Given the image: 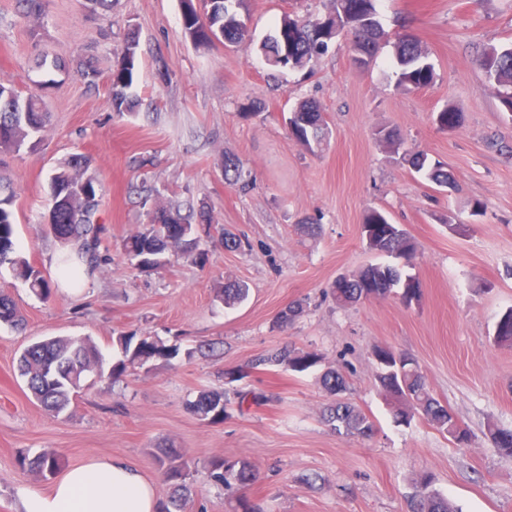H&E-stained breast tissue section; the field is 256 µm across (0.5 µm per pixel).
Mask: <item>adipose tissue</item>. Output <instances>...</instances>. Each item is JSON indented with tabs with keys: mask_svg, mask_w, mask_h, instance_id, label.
Segmentation results:
<instances>
[{
	"mask_svg": "<svg viewBox=\"0 0 512 512\" xmlns=\"http://www.w3.org/2000/svg\"><path fill=\"white\" fill-rule=\"evenodd\" d=\"M20 512H156L154 483L122 459L67 469L46 491L21 488Z\"/></svg>",
	"mask_w": 512,
	"mask_h": 512,
	"instance_id": "1",
	"label": "adipose tissue"
}]
</instances>
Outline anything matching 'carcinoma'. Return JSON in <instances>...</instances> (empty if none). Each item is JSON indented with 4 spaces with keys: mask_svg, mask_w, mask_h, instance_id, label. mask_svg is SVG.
Here are the masks:
<instances>
[{
    "mask_svg": "<svg viewBox=\"0 0 512 512\" xmlns=\"http://www.w3.org/2000/svg\"><path fill=\"white\" fill-rule=\"evenodd\" d=\"M245 0H213L210 9L199 12L194 0H183L186 10L183 20L185 36L199 46L212 42L211 36L224 34V41L239 43L249 36L243 14ZM377 0H330L328 12L315 20L293 18L284 15L272 34L266 37L261 51L268 64L275 68L290 67L294 70L311 66L328 51L333 33L325 29L324 21L343 17L341 27L350 36L355 57L362 55L373 60L378 44L388 40L376 9ZM288 45L289 60L278 59L283 45ZM394 73L398 86L419 89L430 85L434 79V68L423 50L420 40L409 33L396 36L394 42ZM126 60H119L110 75V104L119 115L134 111L136 98L131 94L135 82L139 53V41L129 37L121 48ZM481 68L485 85L495 92L502 106L512 112V96L505 91L512 89V44L490 45L481 57ZM48 113L41 99L35 94L23 96L9 82L0 80V153H18L22 148L33 147L45 129ZM438 126H459L461 116L453 105H448L437 114ZM288 134L306 151L316 154L326 143L328 123L319 107L302 101L294 107L287 118ZM408 162L415 172L439 187H454L448 171L438 163L428 162L425 154L410 156ZM89 162L75 157L50 176L49 232L71 251L59 259L61 279L71 288L80 286V272L92 274L103 263L107 255L100 252V227L93 224L91 216L98 205L95 194L98 180L89 172ZM242 176L241 161L235 157L224 159V180L234 182ZM13 193L0 196V266H11L14 276L22 280L37 296L47 299L53 286L42 272L14 250ZM364 223L372 228L367 247L394 258L411 262L414 245L406 232L378 211L367 213ZM212 220L203 210L194 214L193 208L180 204H157L151 211L149 228L126 236L122 250L128 264L141 273H149L188 256L203 268L209 258L206 244L211 235ZM329 294L336 305L345 307L372 297L394 296L409 305L419 300L421 289L416 276L402 272L398 267L386 263H371L345 274L329 286ZM248 288L240 282H227L217 289V297L232 306L243 301ZM23 322L10 295L0 290V324L17 327ZM496 340L512 344V310L505 314L496 327ZM122 358L104 368L97 346L87 337H50L28 345L19 356L21 375L26 378L27 388L33 398L47 411L59 414L70 404L73 396L82 389L88 373L97 372L110 379L124 375L127 366H144L162 360L168 362L183 354L192 358L202 347L181 349L158 336L121 335L117 338ZM376 364V380L385 399L392 406L397 421L409 423L419 414L437 431L448 435L455 442H467L468 430L457 417L429 392L424 376L412 357L389 347H377L373 351ZM320 362L316 354L299 349L281 348L252 364L271 367L282 366L294 372H306ZM322 385L332 396L343 395L348 390L344 375L335 368L322 374ZM230 400L219 389L203 390L189 404L191 412L208 423L224 419ZM327 421L336 433L369 437L375 431L374 421L348 400H337L327 409ZM491 442L498 453L512 458V430L493 428L489 430ZM158 466L173 486L179 501L190 498L187 483L189 464L183 455L172 448H162L155 454ZM19 466L42 476L51 475L59 465V457L53 452H43L30 458L22 455ZM211 480L220 486L233 484L244 490L255 481L251 465L245 461H229L222 457L208 464ZM408 512H457V509L435 487L432 473L424 471L414 482V492L408 500Z\"/></svg>",
    "mask_w": 512,
    "mask_h": 512,
    "instance_id": "obj_1",
    "label": "carcinoma"
}]
</instances>
